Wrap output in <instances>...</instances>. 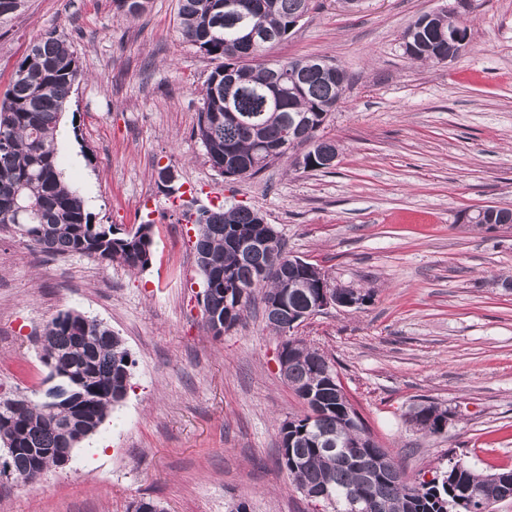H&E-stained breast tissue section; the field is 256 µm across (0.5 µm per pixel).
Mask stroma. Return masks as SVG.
Wrapping results in <instances>:
<instances>
[{"label":"stroma","mask_w":512,"mask_h":512,"mask_svg":"<svg viewBox=\"0 0 512 512\" xmlns=\"http://www.w3.org/2000/svg\"><path fill=\"white\" fill-rule=\"evenodd\" d=\"M440 4L313 0L268 56H322L348 71L323 130L339 155L329 169L281 160L237 179L219 176L193 135L216 63L180 38L177 0H149L135 18L114 0H27L0 25V96L33 43L67 37L81 74L63 176L95 223H148L153 238L150 266L133 271L38 254L0 230V390H43L37 338L67 309L110 326L134 360L125 399L66 469L28 492L0 475V512H127L143 496L166 512H229L241 500L248 512H327L278 465L280 424L307 408L279 375L262 308L219 337L204 327L190 221L200 206L261 211L290 255L371 292L298 335L330 358L408 479L452 458L512 468V224L467 221L512 206V0L460 14L472 39L459 58L413 62L401 35ZM168 165L190 193L158 186ZM430 402L451 413L437 435L409 420Z\"/></svg>","instance_id":"stroma-1"}]
</instances>
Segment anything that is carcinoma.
<instances>
[{
    "label": "carcinoma",
    "mask_w": 512,
    "mask_h": 512,
    "mask_svg": "<svg viewBox=\"0 0 512 512\" xmlns=\"http://www.w3.org/2000/svg\"><path fill=\"white\" fill-rule=\"evenodd\" d=\"M231 13L220 0H178V31L202 54L218 61L210 73L198 115L196 136L211 167L226 175L236 164L240 177H251L283 158L304 170L328 168L324 153L338 156V146L320 136L348 84L347 72L322 57L265 62L241 57V32L254 22L273 35L264 48L288 38L294 17L307 14L312 0H237ZM469 29L457 14L439 11L418 16L404 30L403 54L416 62L444 63L455 57L448 31ZM232 69L231 75L224 70ZM80 75L79 58L66 38L49 34L34 43L19 62L0 101V229H10L34 251L52 256H84L143 270L152 258V225L132 234L96 224L81 194L62 177L57 129ZM309 122L311 143L298 155L283 146L288 115ZM265 216L231 205L196 211L195 251L203 277V321L230 318L238 325L254 300L278 297L288 309L304 311L319 293L322 269L310 262L286 276L276 263L288 258L282 238L273 254L250 244L232 247L230 232L251 234ZM471 224H512V208L468 215ZM249 287L238 312L229 314L225 275ZM50 382L37 401L0 392V443H11L12 480L33 486L62 469L60 451L94 436L114 405L127 394L133 360L124 342L102 321L75 310L61 311L41 336ZM288 380L298 397L314 401L301 417L279 428L280 464L289 481L308 499L326 495L332 512H491L512 499V470L482 474L457 460L430 480L408 481L392 453L380 447L348 399L333 363L319 349L288 335ZM434 404L410 414L418 430L435 433ZM62 423L72 424L63 431Z\"/></svg>",
    "instance_id": "cac0c4a2"
}]
</instances>
